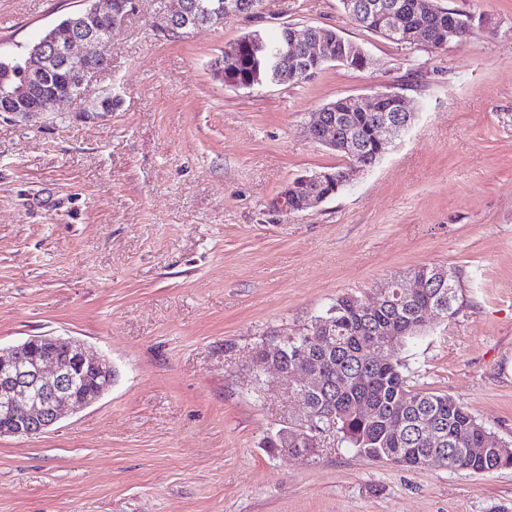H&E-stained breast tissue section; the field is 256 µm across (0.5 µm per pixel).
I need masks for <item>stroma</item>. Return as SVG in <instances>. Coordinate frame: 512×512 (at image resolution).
<instances>
[{
  "label": "stroma",
  "instance_id": "35a3bbf8",
  "mask_svg": "<svg viewBox=\"0 0 512 512\" xmlns=\"http://www.w3.org/2000/svg\"><path fill=\"white\" fill-rule=\"evenodd\" d=\"M442 2L474 33L427 54L340 0H269L261 22L176 39L151 24L163 0H137L73 111L0 117V346L74 336L117 372L45 433L0 437V512H512V467L408 470L332 434L312 455L268 449L295 416L289 382L253 390L261 339L451 266L458 316L401 357L414 388L512 444V0ZM82 6L0 0V54ZM286 24L335 28L368 67L224 85L227 44ZM380 85L414 114L395 147L318 207L274 210L289 180L340 163L307 133L319 109Z\"/></svg>",
  "mask_w": 512,
  "mask_h": 512
}]
</instances>
